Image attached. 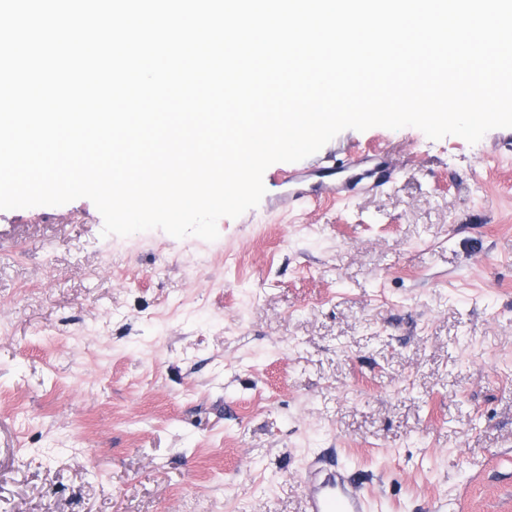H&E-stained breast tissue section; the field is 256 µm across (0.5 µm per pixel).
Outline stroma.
<instances>
[{"instance_id": "obj_1", "label": "stroma", "mask_w": 512, "mask_h": 512, "mask_svg": "<svg viewBox=\"0 0 512 512\" xmlns=\"http://www.w3.org/2000/svg\"><path fill=\"white\" fill-rule=\"evenodd\" d=\"M512 128L340 132L391 183L219 237L102 236L80 198L0 210V512H512ZM306 483V512H365L362 496L341 470L323 477L310 472Z\"/></svg>"}]
</instances>
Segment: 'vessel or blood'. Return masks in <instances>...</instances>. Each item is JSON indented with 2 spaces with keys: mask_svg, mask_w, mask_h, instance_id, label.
I'll return each mask as SVG.
<instances>
[{
  "mask_svg": "<svg viewBox=\"0 0 512 512\" xmlns=\"http://www.w3.org/2000/svg\"><path fill=\"white\" fill-rule=\"evenodd\" d=\"M343 180L334 183H309L307 174L295 169H285L280 183L282 193L277 199L278 205L294 203L314 204L323 195L345 198L354 192L362 180H370L372 187L388 182L393 175L387 161L371 163L369 155L356 153L351 155L339 167ZM306 512H365L362 496L339 470L327 472L324 476L310 475L306 483Z\"/></svg>",
  "mask_w": 512,
  "mask_h": 512,
  "instance_id": "vessel-or-blood-1",
  "label": "vessel or blood"
}]
</instances>
